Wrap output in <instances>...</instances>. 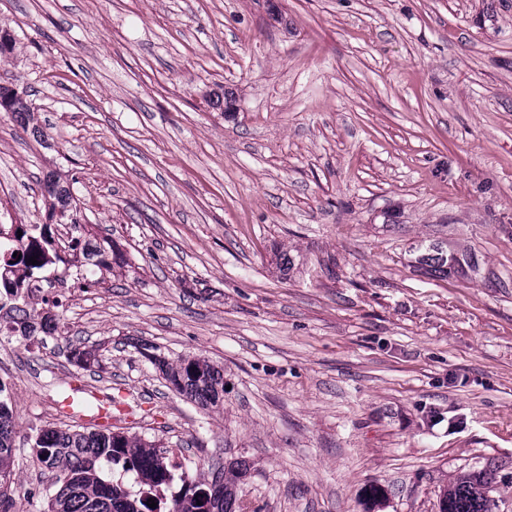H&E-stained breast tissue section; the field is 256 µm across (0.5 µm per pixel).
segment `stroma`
Returning <instances> with one entry per match:
<instances>
[{
  "label": "stroma",
  "instance_id": "stroma-1",
  "mask_svg": "<svg viewBox=\"0 0 512 512\" xmlns=\"http://www.w3.org/2000/svg\"><path fill=\"white\" fill-rule=\"evenodd\" d=\"M1 29L48 139L0 111V225L43 223L56 171L127 261L0 341L38 492L13 512L45 505L37 431L94 424L59 418L72 389L192 476L245 463L236 512H438L461 472L512 512V0H0ZM421 240L465 274L417 269ZM146 344L223 370V404ZM158 362L166 381L179 394L194 400L202 407H214L224 402V374L201 357H188L173 365L152 357Z\"/></svg>",
  "mask_w": 512,
  "mask_h": 512
}]
</instances>
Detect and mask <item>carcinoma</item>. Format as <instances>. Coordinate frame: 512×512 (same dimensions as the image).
Masks as SVG:
<instances>
[{"mask_svg": "<svg viewBox=\"0 0 512 512\" xmlns=\"http://www.w3.org/2000/svg\"><path fill=\"white\" fill-rule=\"evenodd\" d=\"M0 107L22 121L32 116L34 107L26 96L0 84ZM44 191L51 199L48 217L58 224H70L76 235L68 241L73 259L62 270L44 272L47 256L57 254L55 230L44 224H19L22 235L8 237L0 228V266L13 268L14 277L0 279V299L14 290L27 288L38 281L45 288H62L69 277L81 275L83 262L89 261L82 225L77 219V206L70 187L53 172L44 181ZM417 267L447 275L459 271L457 257L439 243L424 242L415 247ZM39 257L37 264L29 262ZM172 389L203 407L224 402V374L201 357H188L178 364L158 361ZM0 384V512H11L12 472L10 469L16 420L6 406ZM33 448L41 466L59 473L60 488L47 501L45 512H236V475L223 472L208 482L180 477L179 492L169 498L160 494L173 477L169 448L112 431L108 427L95 430L62 431L43 429L34 438ZM489 478L478 473H462L440 493L439 512H494L495 500L490 496ZM163 505L149 507L148 499Z\"/></svg>", "mask_w": 512, "mask_h": 512, "instance_id": "cac0c4a2", "label": "carcinoma"}]
</instances>
